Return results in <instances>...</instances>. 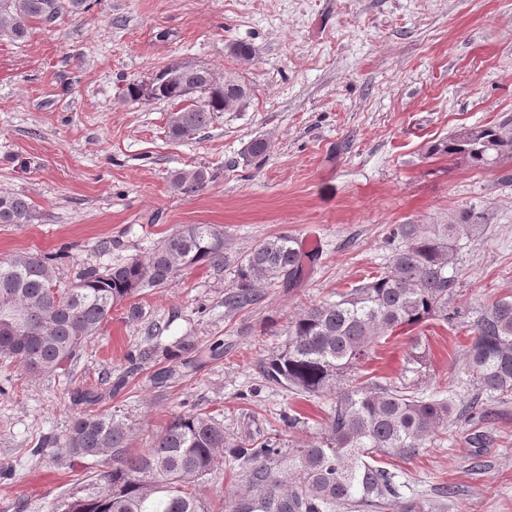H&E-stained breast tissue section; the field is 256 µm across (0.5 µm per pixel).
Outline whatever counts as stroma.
<instances>
[{
    "instance_id": "1",
    "label": "stroma",
    "mask_w": 512,
    "mask_h": 512,
    "mask_svg": "<svg viewBox=\"0 0 512 512\" xmlns=\"http://www.w3.org/2000/svg\"><path fill=\"white\" fill-rule=\"evenodd\" d=\"M239 41L252 60L231 54ZM185 61L242 75L251 104L173 141V104L121 93ZM507 116L512 0H90L85 13L35 25L27 43L0 37V193L24 195L36 212L32 223L0 225V260L68 247L56 269L67 287L86 268L146 255L183 224L223 227L229 260L118 304L66 373L34 378L0 362V512H46L78 487L85 462L28 450L64 438L81 412L123 419L134 453L196 408L234 436L280 430L290 455L318 441L329 400L264 382L257 362L305 307L376 274L395 225L481 217L489 231L457 253L456 303L475 310L512 294V159L482 170L424 152L460 127ZM255 138L267 155L243 164ZM198 168L209 174L201 190L172 188L175 172ZM279 233L317 236L304 281L228 312L235 262ZM153 323L163 332L151 338ZM184 336L195 351L137 358ZM416 344L427 359L424 392L448 386L465 404L467 334L437 321L374 348L362 374L401 379ZM83 387L100 400L75 405ZM293 409L303 421L284 429ZM387 467L401 500L424 512H512V403L491 405L483 419L451 417L415 457ZM446 485L462 495L440 496Z\"/></svg>"
}]
</instances>
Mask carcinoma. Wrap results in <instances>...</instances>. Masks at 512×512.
Listing matches in <instances>:
<instances>
[{
    "mask_svg": "<svg viewBox=\"0 0 512 512\" xmlns=\"http://www.w3.org/2000/svg\"><path fill=\"white\" fill-rule=\"evenodd\" d=\"M88 0H0V36L24 43L35 23L61 14H82ZM125 99L168 101L169 137L181 140L207 128L219 112L246 110L251 91L240 77L217 75L204 64L183 62L147 82L132 81ZM262 139L242 149L250 162L268 152ZM428 156L462 158L489 169L512 155V118L463 128L426 147ZM207 180L203 169L174 175L172 186L194 191ZM27 197L0 194V224H30ZM486 225L469 218L456 224H397L389 263L369 281L336 293V299L306 308L289 322L286 339L257 363L262 378L294 395L327 398L331 411L320 440L297 449L295 471L285 466L281 432L264 439L234 438L224 423L197 409L172 417L154 446L128 451L130 428L111 414L75 419L63 439L46 438L30 449L70 462L89 461L86 483L49 503L48 512H208L197 493L205 476L237 462L240 484L224 501V512H334L336 507L418 512L397 505L394 475L382 457L410 459L425 441L448 427L452 399L424 395L403 381L368 377L350 381L372 348L399 328L430 320L465 328L469 383L478 390L467 412L482 415L488 398L512 401V296L496 299L469 316L454 306L459 242L484 234ZM58 254L17 253L0 261V359L21 365L33 377L59 374L78 357L110 318L112 308L146 287L175 275L227 263L224 230L212 224H184L160 239L143 258L99 271L85 270L67 288L58 284ZM303 273L302 254L288 234L267 238L236 265L229 311L256 304L260 289L291 287Z\"/></svg>",
    "mask_w": 512,
    "mask_h": 512,
    "instance_id": "1",
    "label": "carcinoma"
}]
</instances>
